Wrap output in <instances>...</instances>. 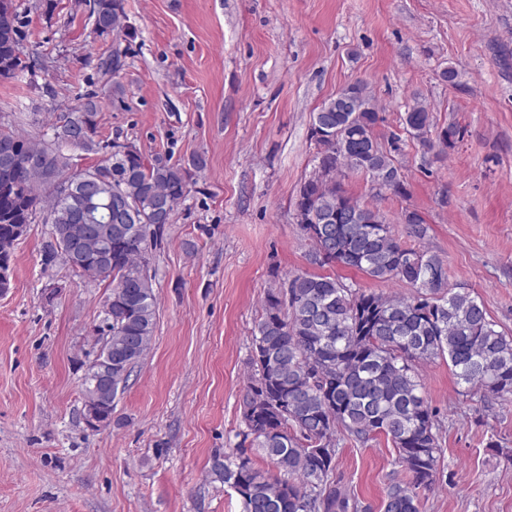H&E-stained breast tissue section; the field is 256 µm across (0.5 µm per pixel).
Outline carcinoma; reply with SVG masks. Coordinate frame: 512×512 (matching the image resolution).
<instances>
[{
  "mask_svg": "<svg viewBox=\"0 0 512 512\" xmlns=\"http://www.w3.org/2000/svg\"><path fill=\"white\" fill-rule=\"evenodd\" d=\"M89 18L102 38L129 36L125 0H92ZM128 49L97 59V80L123 95L116 75L126 66ZM47 74L38 53L23 47L20 5L0 0V81L25 78L31 87ZM94 95L56 114L36 141L11 126H0V141L10 145L14 166L0 165V266L11 267L14 247L39 214L51 225L44 268L60 260L75 274L111 288L112 309L104 311L112 337V395L126 386L154 334L157 297L149 274L152 248L177 206L189 194L187 169L160 155L112 144V151L90 172L112 169L97 183L95 223H110L109 199L123 193L134 214L112 225L100 243L85 238L74 259L61 244L73 227L83 199L71 171L72 136L85 151L100 149ZM378 112L368 87L356 82L322 103L313 113L310 137L318 151L313 175L300 186L294 209L310 242L308 261L336 263L373 280L398 282L409 294L368 292L354 283L309 272L273 273L262 298V316L251 346L242 397L241 440L232 452H216L210 476L240 498L242 512H370L336 486L335 448L342 437L366 444L378 435L390 440L407 481L387 489L383 512H420V493L436 481L441 420L423 393L418 366L444 359L457 383L487 396H512V336L496 329L484 305L467 291L448 287L441 258L426 249L428 226L416 210L401 214L415 245L395 237L386 216L347 192L349 173L371 178L376 195H405L395 155L401 139L382 143L375 135ZM403 125L413 140L429 149L452 144L463 128L452 123L436 130L433 115L420 102L405 112ZM265 456L277 473L256 467L253 452Z\"/></svg>",
  "mask_w": 512,
  "mask_h": 512,
  "instance_id": "cac0c4a2",
  "label": "carcinoma"
}]
</instances>
